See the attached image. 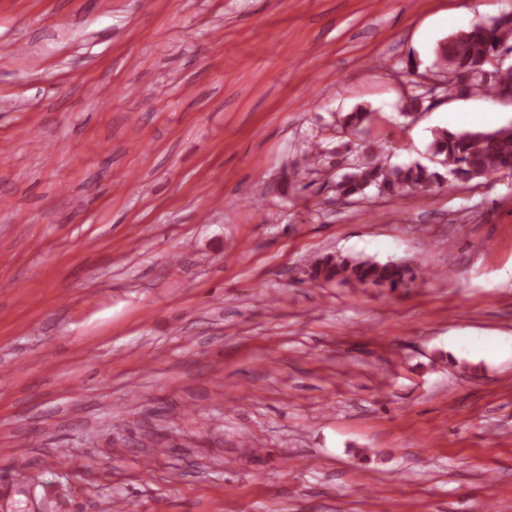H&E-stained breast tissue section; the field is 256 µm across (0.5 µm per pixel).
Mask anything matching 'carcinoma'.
<instances>
[{"instance_id": "obj_1", "label": "carcinoma", "mask_w": 512, "mask_h": 512, "mask_svg": "<svg viewBox=\"0 0 512 512\" xmlns=\"http://www.w3.org/2000/svg\"><path fill=\"white\" fill-rule=\"evenodd\" d=\"M501 46L512 48L509 18L474 25L449 36L448 44L438 45V64L457 74L448 83V93L476 94L491 100L512 95V82L499 78L491 64ZM362 150L364 162L336 183V193L343 197L359 194L370 186L395 196L404 190L430 191L451 177L469 181L498 173L512 174L511 125L491 131H433L430 150L438 160V169L419 163L388 167L378 160L373 147L364 146ZM311 279L395 290L414 282L415 274L405 264L328 255L313 265Z\"/></svg>"}]
</instances>
